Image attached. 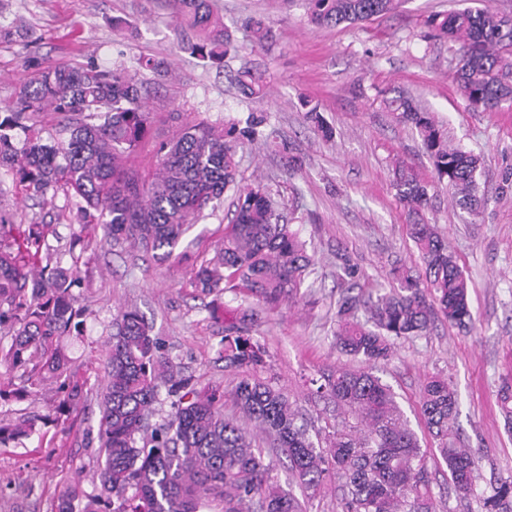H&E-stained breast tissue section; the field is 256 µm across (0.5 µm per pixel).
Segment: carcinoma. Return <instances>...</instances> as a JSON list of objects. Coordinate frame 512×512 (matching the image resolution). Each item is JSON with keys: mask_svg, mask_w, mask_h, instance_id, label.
<instances>
[{"mask_svg": "<svg viewBox=\"0 0 512 512\" xmlns=\"http://www.w3.org/2000/svg\"><path fill=\"white\" fill-rule=\"evenodd\" d=\"M178 22L196 39L189 49L205 67H224L231 34L216 14L214 0H169ZM395 0H308L317 26L355 25L392 11ZM437 36L459 45L455 78L467 98L495 109L512 102V18L488 7L466 8L433 21ZM246 95L264 89L262 76L241 72ZM396 118L417 129L432 160L435 182L420 179L403 161L392 168V187L408 208V232L423 274L402 272L398 286L376 297L349 286L339 305L336 349L360 363L338 366L316 389L317 396L347 409L354 423L327 424L314 431L279 388L248 373L232 399L237 415L226 416L223 395L198 390L166 353L135 310L119 311L97 390L100 491L94 498L81 485H68L54 512H304L301 502L272 476V461L255 444L259 432L288 459L305 499L334 481L341 491L338 512H443L428 479L427 454L408 426L390 387L374 375L390 359L397 341L425 333L440 317L467 327L473 322L470 284L448 241L423 218L430 191L438 185L471 211L484 202L477 175L480 156L448 144L431 113L403 93L387 101ZM63 117L65 137L41 136L28 122L42 112ZM152 123L142 82L122 70L90 63L46 69L23 88L14 107L0 111V170L34 196L46 197L61 184L79 199L86 224L102 225L107 237L168 259L199 213L236 189L235 209L224 240L209 262L195 271L204 294H231L238 315L225 326L224 357L238 369L262 362V348L245 335L256 307L273 310L297 297L313 264L305 242L281 222L279 204L262 186L237 183L236 143L257 134L264 118L224 130L188 122L159 147V163L143 175L127 164ZM27 130L23 141L13 131ZM41 224L0 220V364L22 371L25 384L0 388V404L29 396L47 379L61 380L66 403L78 408L82 391L63 380L69 358L60 345L78 326L80 308L72 288L74 270L44 257ZM336 275L358 277L344 254ZM175 397L169 417L153 422L161 387ZM498 404L512 431V378L502 379ZM420 413L460 496L479 512H512V475L478 486L470 448L448 443L457 415L448 379L426 380ZM38 415L0 426V445L36 431Z\"/></svg>", "mask_w": 512, "mask_h": 512, "instance_id": "cac0c4a2", "label": "carcinoma"}]
</instances>
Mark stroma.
Wrapping results in <instances>:
<instances>
[{
    "mask_svg": "<svg viewBox=\"0 0 512 512\" xmlns=\"http://www.w3.org/2000/svg\"><path fill=\"white\" fill-rule=\"evenodd\" d=\"M478 0H398L389 13L357 25L318 27L306 0H216L232 35L223 70L200 66L187 48L191 32L173 18L168 0H0V107L42 70L67 63L138 72L148 91L153 121L130 162L149 172L157 151L189 121L216 127L255 113L264 116L296 156L288 171L282 154L262 142L238 145L241 186L265 187L279 201L292 230L307 244L312 272L298 299L259 312L250 337L263 349L257 375L279 387L311 419H334V404L311 399L305 381L346 363L335 345L339 301L347 282L336 277V255L345 253L365 290L392 288L397 269L419 272L422 262L408 235V217L391 186L394 159L412 165L424 180L433 165L410 124L398 121L385 100L401 91L434 116L450 143L484 159L478 180L488 202L476 215L437 189L426 218L437 224L470 281L477 318L473 330L437 319L426 335L398 341L396 353L374 373L389 385L422 448L433 445L419 412L426 378L445 376L458 398L450 438L472 449L479 485L512 474V433L497 402L502 378L512 376V104L474 109L455 80L458 46L438 40L429 22L477 6ZM264 19L269 36L257 42L252 19ZM122 28H113V21ZM144 57L167 62L160 78L138 71ZM244 67L266 73V93L245 97L233 76ZM318 106L330 136L306 118ZM234 195L208 204L173 256L157 261L124 243L104 240L101 229L80 224L75 199L58 189L51 202L23 193L0 178V217L12 224H43L47 240L67 252L81 235L80 334L64 341L84 402L67 423L54 421L62 397L55 383L10 405L8 418L46 416L30 437L0 447V512H52L64 482L80 473L95 490L99 411L96 387L104 374L112 318L137 309L165 349L197 387L230 393L238 373L224 360V308L231 295H204L194 271L213 257L229 223Z\"/></svg>",
    "mask_w": 512,
    "mask_h": 512,
    "instance_id": "35a3bbf8",
    "label": "stroma"
}]
</instances>
